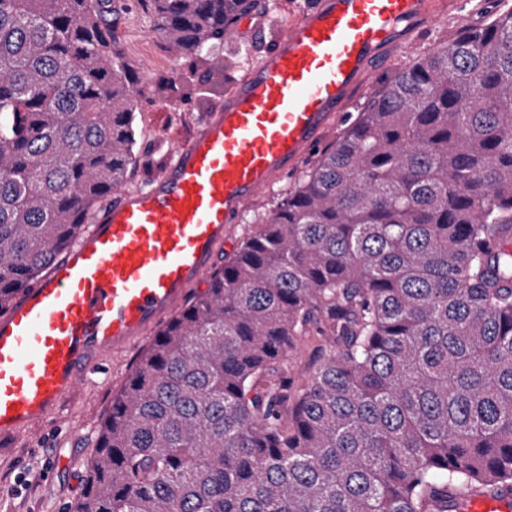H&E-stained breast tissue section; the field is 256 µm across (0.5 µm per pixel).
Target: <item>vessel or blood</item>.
I'll list each match as a JSON object with an SVG mask.
<instances>
[{
	"label": "vessel or blood",
	"instance_id": "vessel-or-blood-1",
	"mask_svg": "<svg viewBox=\"0 0 512 512\" xmlns=\"http://www.w3.org/2000/svg\"><path fill=\"white\" fill-rule=\"evenodd\" d=\"M438 0H314L65 257L0 314V436L47 426L105 355L157 331L212 270L245 210L309 155L374 64L441 22Z\"/></svg>",
	"mask_w": 512,
	"mask_h": 512
}]
</instances>
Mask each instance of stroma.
Wrapping results in <instances>:
<instances>
[{
  "mask_svg": "<svg viewBox=\"0 0 512 512\" xmlns=\"http://www.w3.org/2000/svg\"><path fill=\"white\" fill-rule=\"evenodd\" d=\"M304 2L246 0L237 15L242 24L239 41L211 40L198 57L177 58L165 49L151 13L139 0H133L129 10L118 16L116 27L117 44L140 90L134 120L137 161L129 169L127 190L144 188L167 169L173 144L189 137L206 111L223 103L240 70L258 62L259 34L271 36L288 26ZM501 7L500 0H466L462 8L452 2L445 20L420 32L383 64L373 67L356 102L348 111L336 114L316 150L261 194L244 212L241 223L226 234L216 267H223L258 225L287 200L321 154L336 145L391 81L458 33L481 27ZM152 343L148 336L128 351L107 356L102 372L92 374L63 400L46 430L0 437V512H65L81 498L99 423ZM326 346L324 337L314 334L302 337L289 352L284 370L294 387L306 383ZM22 475L30 486L17 495L13 489ZM48 480L53 481V489H45Z\"/></svg>",
  "mask_w": 512,
  "mask_h": 512,
  "instance_id": "1",
  "label": "stroma"
}]
</instances>
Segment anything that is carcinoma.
Masks as SVG:
<instances>
[{
  "instance_id": "carcinoma-1",
  "label": "carcinoma",
  "mask_w": 512,
  "mask_h": 512,
  "mask_svg": "<svg viewBox=\"0 0 512 512\" xmlns=\"http://www.w3.org/2000/svg\"><path fill=\"white\" fill-rule=\"evenodd\" d=\"M167 49L242 0H141ZM113 0H0V311L136 161ZM329 340L299 390L302 336ZM512 494V7L415 62L157 333L77 512H459Z\"/></svg>"
}]
</instances>
